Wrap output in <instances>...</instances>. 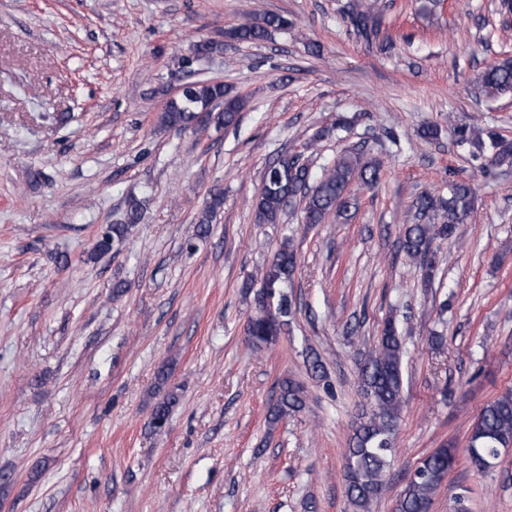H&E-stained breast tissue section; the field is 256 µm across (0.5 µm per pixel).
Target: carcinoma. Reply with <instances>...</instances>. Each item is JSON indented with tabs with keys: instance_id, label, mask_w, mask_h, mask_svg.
Listing matches in <instances>:
<instances>
[{
	"instance_id": "carcinoma-1",
	"label": "carcinoma",
	"mask_w": 512,
	"mask_h": 512,
	"mask_svg": "<svg viewBox=\"0 0 512 512\" xmlns=\"http://www.w3.org/2000/svg\"><path fill=\"white\" fill-rule=\"evenodd\" d=\"M350 23L359 35L369 41L376 37L381 18L379 7L370 3L353 10ZM292 22L274 13L249 15L246 20L224 31V37L238 43L256 44L268 39L271 32L286 29ZM224 43L199 39L191 43L189 56L203 59L223 53ZM512 92V59L504 58L488 65L477 77L474 93L485 98H496ZM224 103V110L204 122L200 113L216 102ZM244 101L232 93L228 85L218 80H197L183 94L171 99L158 116L162 129H193L205 132L210 126H235L240 119ZM457 143L481 146L480 132L467 125H455ZM383 162L376 158L364 159L359 150H350L334 164L324 169L316 182H310L308 164L299 157L283 156L271 164L263 175L255 204L258 224H277L287 206L299 198L304 203L305 223L321 224L329 215L349 207L347 193L354 179L366 185L378 182ZM476 191L471 183L456 181L449 187L448 197L425 191L413 204V212L406 216L402 248L406 255L425 269L431 277L434 269L433 244L438 240L460 238L461 226L468 222L475 208ZM224 204L221 193H213L197 219L196 232L200 237L210 231L217 213ZM144 219L143 201L130 196L125 201L123 219L110 225L94 246L98 254L107 252L114 243H121L134 225ZM296 253L287 244L274 254L270 264L259 273V290L255 294L257 313L247 325V337L256 349L274 345L291 306L283 288L296 270ZM404 347L395 321L387 319L375 348L368 352L359 371V392L363 399L351 445L346 449L344 479L346 497L353 512H369L372 502L380 494L384 476L393 453L392 436L397 426L403 403ZM179 395L167 391L153 406L149 424L162 431L169 420ZM306 406L303 386L289 378L279 383V394L269 408L266 419L275 427L301 412ZM512 448V391L488 401L481 408L468 438L464 453L469 463L480 472L487 471L486 463H499L502 452ZM457 463L453 448H438L422 457L408 477L396 499L394 512H430L433 497L448 473Z\"/></svg>"
}]
</instances>
